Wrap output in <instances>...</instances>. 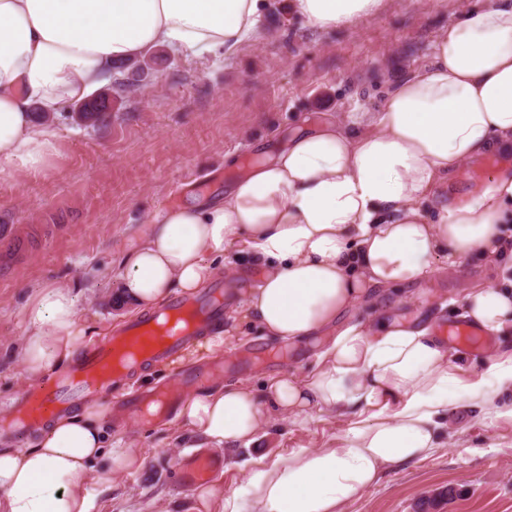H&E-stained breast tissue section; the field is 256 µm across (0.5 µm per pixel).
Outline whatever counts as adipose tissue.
<instances>
[{"label": "adipose tissue", "instance_id": "1", "mask_svg": "<svg viewBox=\"0 0 512 512\" xmlns=\"http://www.w3.org/2000/svg\"><path fill=\"white\" fill-rule=\"evenodd\" d=\"M273 0H0V160L37 167L54 148L48 118L111 81L117 65L166 46L230 57L254 42ZM385 0H289L294 16L328 30L378 12ZM512 155V0H482L439 35L428 62L397 80L354 126L330 119L248 166L223 199L169 208L116 263L117 297L139 313L196 292L228 251L263 267L245 320L265 336L324 335L303 377L262 392L218 385L190 396L185 427L225 454L250 444L271 416L330 410L347 418L332 448L255 460L242 486L198 492L202 512H340L384 471L445 443L454 357L435 328L345 314L377 289L427 278L434 259L495 266L499 283L468 289L462 316L512 338V174L434 200L467 163ZM19 353L34 380L63 367L88 334L70 289L37 288ZM498 407L512 394V358L491 353L464 384ZM109 417L84 408L49 422L25 448H0V512H91L88 489L146 465L109 442Z\"/></svg>", "mask_w": 512, "mask_h": 512}]
</instances>
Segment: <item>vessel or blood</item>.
<instances>
[{"label":"vessel or blood","instance_id":"vessel-or-blood-1","mask_svg":"<svg viewBox=\"0 0 512 512\" xmlns=\"http://www.w3.org/2000/svg\"><path fill=\"white\" fill-rule=\"evenodd\" d=\"M223 317V304L215 294L176 299L130 321L121 332L84 344L66 375L39 382L16 399L13 428L26 434L66 410L110 398L133 369L170 360L195 335L220 323ZM204 382L200 373L176 371L160 390L127 397L124 405L145 419L151 408H172L187 394L202 391ZM223 467L222 455L198 450L180 470L184 485L192 487L208 482Z\"/></svg>","mask_w":512,"mask_h":512}]
</instances>
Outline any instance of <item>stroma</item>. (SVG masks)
I'll list each match as a JSON object with an SVG mask.
<instances>
[{"label": "stroma", "instance_id": "35a3bbf8", "mask_svg": "<svg viewBox=\"0 0 512 512\" xmlns=\"http://www.w3.org/2000/svg\"><path fill=\"white\" fill-rule=\"evenodd\" d=\"M477 2L388 0L379 14L319 31L276 0L258 40L235 56L185 57L157 47L134 89L104 86L112 109L103 122L77 123L76 107L68 105L53 123L55 150L43 167L0 161V224L6 227L0 238V419L10 417L13 400L30 386L18 345L37 285L70 288L91 337L121 328L132 315L113 306L115 263L167 206L223 195L237 174L225 155L261 160L292 131L377 111L389 86L422 66L436 36ZM496 280L493 268L439 258L428 280L401 292L376 291L350 316L368 321L385 313L409 323L448 324L450 302ZM317 347L314 339L281 345L245 323L224 348L180 350L126 385L144 390L171 368L203 372L220 361L221 383L258 387L284 372L305 374ZM465 401L461 389L449 387L446 446L386 472L341 512H512V399L496 411ZM108 411L113 439L142 449L147 462L139 472L115 474L111 489H94L93 512H197L179 465L203 441L174 414L146 424L119 405ZM347 426L327 411L298 426L274 421L255 444L225 459L215 481L233 491L245 480L244 461L335 445Z\"/></svg>", "mask_w": 512, "mask_h": 512}]
</instances>
